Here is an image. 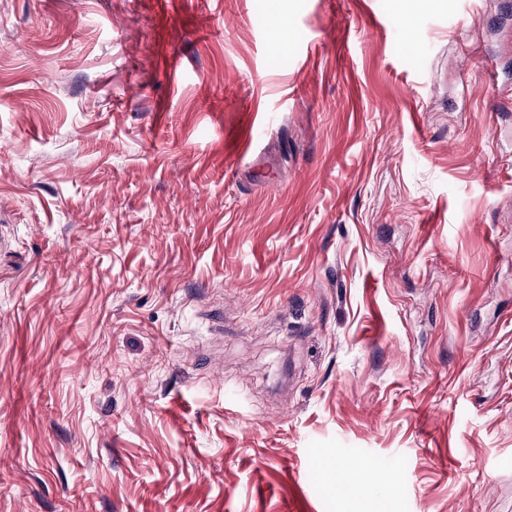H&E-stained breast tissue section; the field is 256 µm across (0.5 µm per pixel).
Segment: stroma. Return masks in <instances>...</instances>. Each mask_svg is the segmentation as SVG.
<instances>
[{"instance_id": "stroma-1", "label": "stroma", "mask_w": 512, "mask_h": 512, "mask_svg": "<svg viewBox=\"0 0 512 512\" xmlns=\"http://www.w3.org/2000/svg\"><path fill=\"white\" fill-rule=\"evenodd\" d=\"M0 512H512V0H0Z\"/></svg>"}]
</instances>
